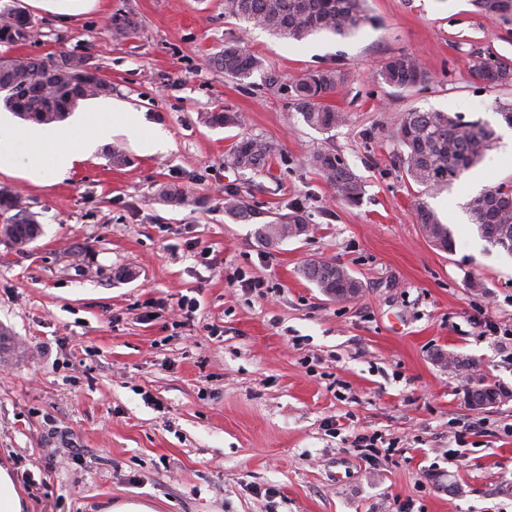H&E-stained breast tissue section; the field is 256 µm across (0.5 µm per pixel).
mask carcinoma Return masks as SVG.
<instances>
[{
	"mask_svg": "<svg viewBox=\"0 0 512 512\" xmlns=\"http://www.w3.org/2000/svg\"><path fill=\"white\" fill-rule=\"evenodd\" d=\"M504 0H473L477 10L485 15H503ZM224 15L258 27L283 38L301 40L307 36L327 32L346 36L373 23L365 0H224ZM138 21L129 12L112 15V35L123 40L136 34ZM32 23L27 12L16 11L13 6L0 8V46H15L28 41ZM45 58L30 57L19 67L17 77L26 88L8 90L4 79L11 75L0 72V101L4 107L23 121L52 125L63 121L72 107L80 100L106 97L112 94V82L103 74L94 75L82 85H75L64 78L53 84L41 80ZM210 63L224 75L244 80L251 77L259 61L237 43H228L211 58ZM471 72L490 86L512 85V60L498 57L495 69L484 70L470 61ZM380 76L391 87L406 89L428 80V73L409 54L390 57ZM338 69H317L308 73L293 88V96L304 122L317 130L329 131L340 126L345 117L324 103L328 93L343 82ZM206 122L214 127L241 125L238 113L230 110L212 112ZM495 131L481 121H465L459 115L441 111L412 110L404 114L393 132L394 161L402 167L408 181L428 192L448 187L479 162L494 141ZM272 146L256 137L243 136L230 147L224 163L236 171H261L270 166ZM312 163L336 197L344 204L356 206L363 194L359 176L343 158L330 150L317 152ZM471 221L477 225L484 238L497 240L505 237L512 245V182L501 183L468 202ZM224 213L236 220L247 222L254 212L237 194L229 191L224 197ZM415 222L430 241L445 251L453 250V239L448 225L439 222L435 212L418 196L414 202ZM0 216L4 225L15 236L32 242L42 234L41 225L32 222L34 216L22 213V203L13 192L0 191ZM308 231V223L300 209L279 215L263 224L259 238L267 244L299 237ZM302 275L324 293L336 292L335 300L345 301L344 290L362 288L343 266L330 261H311L303 266Z\"/></svg>",
	"mask_w": 512,
	"mask_h": 512,
	"instance_id": "carcinoma-1",
	"label": "carcinoma"
}]
</instances>
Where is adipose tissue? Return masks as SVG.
I'll use <instances>...</instances> for the list:
<instances>
[{"instance_id":"adipose-tissue-1","label":"adipose tissue","mask_w":512,"mask_h":512,"mask_svg":"<svg viewBox=\"0 0 512 512\" xmlns=\"http://www.w3.org/2000/svg\"><path fill=\"white\" fill-rule=\"evenodd\" d=\"M117 130L142 138L153 133L143 113L132 108L87 112L63 126H19L0 117V172L34 182L64 177L81 154L110 141Z\"/></svg>"}]
</instances>
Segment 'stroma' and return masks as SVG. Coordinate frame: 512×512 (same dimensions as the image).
<instances>
[{"label":"stroma","mask_w":512,"mask_h":512,"mask_svg":"<svg viewBox=\"0 0 512 512\" xmlns=\"http://www.w3.org/2000/svg\"><path fill=\"white\" fill-rule=\"evenodd\" d=\"M37 38L0 58H91L112 94L78 104L143 112L161 149L112 136L64 178L41 185L0 172L42 235L23 252L0 243V466L27 512H109L116 500L156 512H512V399L478 412L464 375L442 356L512 390V256L491 247L467 202L512 181V127L495 111L511 87L491 88L470 54L512 59V16L471 0H367L374 24L347 37L281 39L224 16V0H99L65 21L20 0ZM137 16L118 42L110 18ZM236 41L261 61L236 81L210 65ZM416 57L425 84L397 89L380 72ZM339 66L325 102L345 116L328 133L307 126L291 86ZM229 108L241 127L206 124ZM492 126L484 159L425 200L454 241L433 246L414 221L416 185L393 161L391 135L412 109ZM274 149L271 167L237 172L224 156L238 136ZM129 158L113 166L110 147ZM336 151L360 177L356 206L339 202L314 168ZM182 190L171 206L160 187ZM257 216L224 213L226 191ZM301 208L307 235L275 245L258 227ZM312 260L345 266L360 295L338 302L306 280ZM133 278H126V271ZM263 281L267 295L238 277ZM196 299L180 316L181 297ZM153 310L145 319V310ZM397 440L369 465L355 435ZM461 492L449 496V483Z\"/></svg>","instance_id":"stroma-1"}]
</instances>
